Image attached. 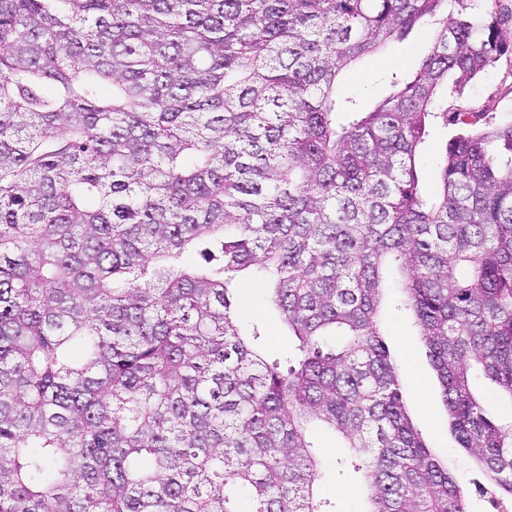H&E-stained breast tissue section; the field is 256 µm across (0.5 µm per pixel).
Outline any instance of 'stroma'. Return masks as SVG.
Returning <instances> with one entry per match:
<instances>
[{
    "label": "stroma",
    "instance_id": "35a3bbf8",
    "mask_svg": "<svg viewBox=\"0 0 512 512\" xmlns=\"http://www.w3.org/2000/svg\"><path fill=\"white\" fill-rule=\"evenodd\" d=\"M436 27L432 21L417 25L404 40L375 55L353 64L340 83L341 96L357 102L362 110L374 105L391 92L392 72L409 73L420 65L431 45ZM439 107L456 111L466 107L479 118L492 119L498 125L512 123V54L503 56L480 76L470 82L462 94L443 88L437 94ZM456 132L455 126L433 123L416 159L421 172L420 188L425 198H433L438 190L435 160L447 141ZM239 317L244 326H259L262 337L259 348L270 358L294 351L296 341L281 324L277 310L267 300V285L258 272L238 281ZM385 340L392 360L397 364L404 384L406 404L417 429L427 440L435 456L449 462L464 485L470 512H495L491 497L483 491L482 476L456 442L449 428L448 413L442 401L441 388L428 356V349L419 336L413 317L396 304L383 311ZM312 440L322 460V478L318 492L334 507L335 512H359L358 486L360 474L345 464V449L333 433L314 430Z\"/></svg>",
    "mask_w": 512,
    "mask_h": 512
}]
</instances>
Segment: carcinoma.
Listing matches in <instances>:
<instances>
[{
	"label": "carcinoma",
	"instance_id": "obj_1",
	"mask_svg": "<svg viewBox=\"0 0 512 512\" xmlns=\"http://www.w3.org/2000/svg\"><path fill=\"white\" fill-rule=\"evenodd\" d=\"M447 0H0V512H331L319 425L360 512H469L383 340L413 315L458 447L512 512V124L459 132L426 200L438 89L512 50ZM438 25L369 112L357 60ZM263 271L296 355L234 284ZM456 128L448 121V128L441 123L434 122L427 129L425 141L416 159L417 167L421 172L420 188L426 199H432L437 193L435 160L444 151L447 140L455 134ZM237 288L240 321L246 327L258 324L262 334L259 349L263 354L275 358L293 352L296 341L288 335L277 310L267 301L264 277L253 270L249 276L239 279ZM474 385L485 392L487 397V404L490 409L497 415L500 420L511 421L512 409L510 403L501 402L493 393V385L489 380L483 378L482 375L474 379ZM312 440L322 460V478L318 492L322 500H327L334 510L356 512L361 510L358 485L362 482L360 473H354L345 461V448H338L339 441L333 433L315 429ZM339 462V463H337Z\"/></svg>",
	"mask_w": 512,
	"mask_h": 512
}]
</instances>
